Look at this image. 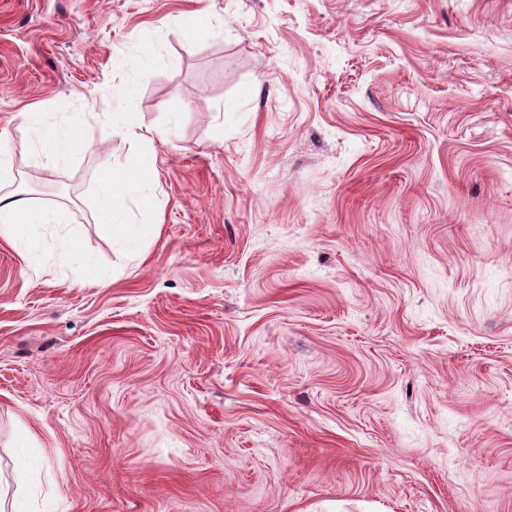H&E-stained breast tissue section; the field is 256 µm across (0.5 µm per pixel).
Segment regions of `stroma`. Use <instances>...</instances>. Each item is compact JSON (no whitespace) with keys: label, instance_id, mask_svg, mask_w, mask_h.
Masks as SVG:
<instances>
[{"label":"stroma","instance_id":"1","mask_svg":"<svg viewBox=\"0 0 512 512\" xmlns=\"http://www.w3.org/2000/svg\"><path fill=\"white\" fill-rule=\"evenodd\" d=\"M0 131L20 512H512V0H0ZM105 114L112 128H119L124 132L127 138L133 141L149 144L153 141V133L157 136L163 135V131L157 129L143 132V129L133 120L132 106L129 103L120 110L107 112ZM82 123L75 120L69 129L63 133L52 130H40V148L47 156L61 159L71 154L83 141L80 138ZM151 164L146 158L133 166V169H107L99 178L103 204L99 210V223L107 224L112 233L130 242L132 234L129 225L120 218L119 198L130 186L148 187L151 185ZM54 217L34 198L23 193L0 195V234H10L16 241L28 240L44 224H52Z\"/></svg>","mask_w":512,"mask_h":512}]
</instances>
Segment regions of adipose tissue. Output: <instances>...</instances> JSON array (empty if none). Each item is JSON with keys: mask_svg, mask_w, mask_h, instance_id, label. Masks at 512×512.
Here are the masks:
<instances>
[{"mask_svg": "<svg viewBox=\"0 0 512 512\" xmlns=\"http://www.w3.org/2000/svg\"><path fill=\"white\" fill-rule=\"evenodd\" d=\"M152 182L149 160H141L131 168L108 169L99 178L103 204L99 210L100 223L111 227L113 234L131 240L129 225L120 217L119 199L129 189L138 185L147 187ZM54 217L34 198L22 193L0 195V234L11 235L14 240L30 239L45 224L53 223Z\"/></svg>", "mask_w": 512, "mask_h": 512, "instance_id": "obj_1", "label": "adipose tissue"}]
</instances>
